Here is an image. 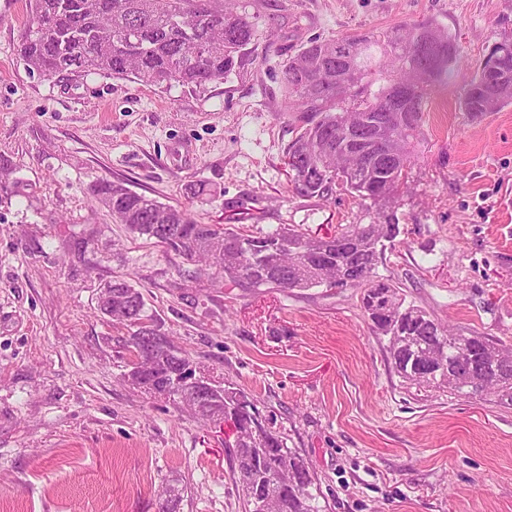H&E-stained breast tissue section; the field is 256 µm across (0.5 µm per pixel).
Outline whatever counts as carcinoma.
Masks as SVG:
<instances>
[{"label":"carcinoma","instance_id":"carcinoma-1","mask_svg":"<svg viewBox=\"0 0 512 512\" xmlns=\"http://www.w3.org/2000/svg\"><path fill=\"white\" fill-rule=\"evenodd\" d=\"M29 20L19 58L31 73L46 76L74 71L131 78L158 88L202 87L224 81L249 57L256 31L228 0H27ZM443 45L444 56L429 75L408 66L407 58L427 44ZM496 64L499 86L487 81L485 63ZM459 62L456 36L434 20L332 39L312 38L282 69L284 111L299 113L304 126L288 145L285 165H293L291 191L301 197L336 200L346 192L369 200L381 224H344L327 238H312L285 225L248 234L233 224H197L186 210L139 194L122 181L101 180L91 192L112 218L134 234L155 240L190 266H208L219 277L247 288L364 289L362 307L372 331L388 340L387 353L402 381L418 390H448L458 397L512 406V348L476 332L453 333L426 311L405 305L397 289L378 276L386 246L400 234L393 219L421 114L431 87L448 80ZM413 88V113L387 111L400 97L397 86ZM512 104V36L505 35L483 59L465 88L463 107L474 117ZM359 112L373 121L370 167L345 171L352 163L336 156V132L345 115ZM250 200L224 203L237 221L253 216ZM100 312L112 324L138 326L124 340L130 352L127 381L145 391L186 403L205 422H226L237 432L230 456L241 487L244 512L268 502L269 512H320L318 483L306 460L275 427L274 416L255 427L257 406L229 385L208 389L198 404L192 389L208 382L195 376L190 360L171 346L153 345L147 335L166 337L146 313L143 294L126 280L102 289ZM284 466L282 485L266 472Z\"/></svg>","mask_w":512,"mask_h":512}]
</instances>
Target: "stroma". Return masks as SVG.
<instances>
[{"label": "stroma", "instance_id": "stroma-1", "mask_svg": "<svg viewBox=\"0 0 512 512\" xmlns=\"http://www.w3.org/2000/svg\"><path fill=\"white\" fill-rule=\"evenodd\" d=\"M256 30L227 80L164 90L99 75L29 73L26 0L0 10V512H242L230 425L124 378L129 328L98 307L124 279L209 382L275 413L325 512H512V408L417 391L395 373L358 288L286 293L181 277L115 223L91 185L121 180L224 223L253 198L252 232L314 236L374 219L367 202L292 194L295 138L281 69L309 39L437 19L461 63L431 88L417 160L378 273L458 331L512 343V105L474 117L464 89L512 34V0H236ZM207 190L191 195L190 184Z\"/></svg>", "mask_w": 512, "mask_h": 512}]
</instances>
